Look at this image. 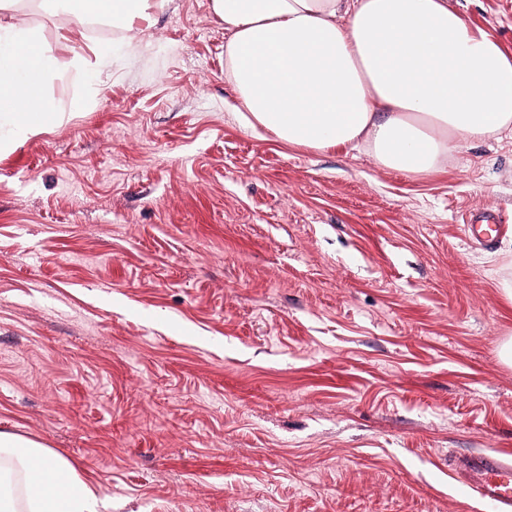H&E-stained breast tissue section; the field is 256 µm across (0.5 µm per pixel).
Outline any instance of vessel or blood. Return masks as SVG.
Here are the masks:
<instances>
[{"label":"vessel or blood","instance_id":"b4317fda","mask_svg":"<svg viewBox=\"0 0 512 512\" xmlns=\"http://www.w3.org/2000/svg\"><path fill=\"white\" fill-rule=\"evenodd\" d=\"M458 467L482 505L495 512H512V457L494 451L461 458Z\"/></svg>","mask_w":512,"mask_h":512}]
</instances>
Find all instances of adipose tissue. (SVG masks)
<instances>
[{"instance_id": "ef3b65f1", "label": "adipose tissue", "mask_w": 512, "mask_h": 512, "mask_svg": "<svg viewBox=\"0 0 512 512\" xmlns=\"http://www.w3.org/2000/svg\"><path fill=\"white\" fill-rule=\"evenodd\" d=\"M166 0H48L77 20L100 18L135 45ZM224 22L234 118L279 142L325 151L364 147L417 177L461 145L512 132V56L448 0H211ZM0 0V119L13 135L44 130L54 57ZM0 512H99L64 456L0 432Z\"/></svg>"}]
</instances>
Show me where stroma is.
<instances>
[{
    "instance_id": "obj_1",
    "label": "stroma",
    "mask_w": 512,
    "mask_h": 512,
    "mask_svg": "<svg viewBox=\"0 0 512 512\" xmlns=\"http://www.w3.org/2000/svg\"><path fill=\"white\" fill-rule=\"evenodd\" d=\"M449 4L512 55V0ZM16 10L59 73L0 152V430L100 512H486L448 460L512 455V137L426 178L289 146L229 117L211 0L135 49Z\"/></svg>"
}]
</instances>
